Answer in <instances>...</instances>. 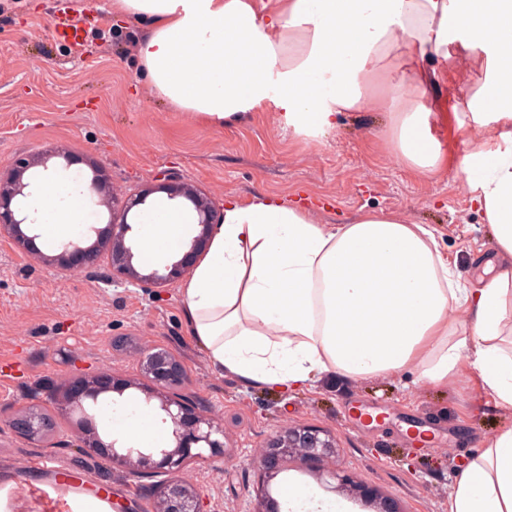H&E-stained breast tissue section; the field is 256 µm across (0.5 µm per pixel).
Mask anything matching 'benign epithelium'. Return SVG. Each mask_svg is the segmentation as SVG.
I'll return each mask as SVG.
<instances>
[{"instance_id":"1","label":"benign epithelium","mask_w":512,"mask_h":512,"mask_svg":"<svg viewBox=\"0 0 512 512\" xmlns=\"http://www.w3.org/2000/svg\"><path fill=\"white\" fill-rule=\"evenodd\" d=\"M49 160L50 156L39 155L19 161L6 173L0 172V236H8L28 250L34 237L27 235L23 226L34 227L37 221L27 208L35 179L27 180L25 174L34 167L48 170ZM91 188L112 206V210L119 211L121 217L112 220L107 235L98 237L91 245L69 241L61 245L57 255L37 253L43 263L62 273L74 268L97 267L106 250L112 265V279L138 288H167L189 272L206 247L210 229L221 223V212L215 199L189 182L173 183L163 177L119 197L110 191L104 175L97 169ZM156 193H164L170 200L179 197L188 200L196 212L199 232L180 259L143 273L134 264L135 253L129 238L132 225L127 222V215L146 204ZM143 374V383L116 378L106 372L69 376L53 389V399L57 408L74 420L80 434L81 451L105 454L112 463L129 468L137 478H162L155 512H201L197 492L180 473L191 461L224 456V426L214 418L198 413L190 397L182 393L188 375L175 354L163 349L150 353L143 363ZM132 387L143 393L145 403L157 402L161 422L171 428V443L139 448L123 437L104 441L93 410L112 400L110 394L121 396ZM8 426L24 437L51 436L56 430V420L50 414L23 408L11 415ZM335 448L334 439L318 429L289 427L264 443L253 458V466L265 479L278 471L291 455L301 461L327 458L333 456ZM205 449L209 451L207 456L203 453Z\"/></svg>"}]
</instances>
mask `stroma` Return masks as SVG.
Listing matches in <instances>:
<instances>
[{
  "instance_id": "stroma-1",
  "label": "stroma",
  "mask_w": 512,
  "mask_h": 512,
  "mask_svg": "<svg viewBox=\"0 0 512 512\" xmlns=\"http://www.w3.org/2000/svg\"><path fill=\"white\" fill-rule=\"evenodd\" d=\"M57 0H0V169L17 158L61 150L50 168L90 184L103 168L125 191L161 174L190 181L216 201L277 196L321 224H347L366 210L435 228L439 248L463 279L481 274L491 250L485 218L470 202L458 162L465 146L450 109L437 118L448 167L419 177L383 133V114L346 112L311 139L278 113H251L211 130L153 96L136 54L150 22L114 15L112 0H68L82 19L79 42L52 35ZM11 239L0 238V476L25 481L19 512H71L63 488L107 499L112 512H154L159 485L103 455L86 457L78 433L59 421L33 441L5 420L19 408L53 413L51 389L74 370L141 375L142 357L174 352L198 411L224 425L223 457L190 463L185 480L203 512H255L261 484L254 454L279 429L312 427L336 442L334 457L289 459L267 485L281 512H448L451 483L485 435L512 427V411L469 379L447 388L414 383L413 371L351 380L338 375L288 391L255 388L212 372L189 335L178 287L112 286V269L59 275ZM414 391H407V384ZM47 457L51 468H36ZM310 497L288 501V483Z\"/></svg>"
}]
</instances>
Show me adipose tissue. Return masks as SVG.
Listing matches in <instances>:
<instances>
[{
  "label": "adipose tissue",
  "instance_id": "obj_1",
  "mask_svg": "<svg viewBox=\"0 0 512 512\" xmlns=\"http://www.w3.org/2000/svg\"><path fill=\"white\" fill-rule=\"evenodd\" d=\"M112 10L150 19L136 53L173 111L220 130L268 110L309 137L340 112H385L399 158L420 176L445 162L428 90L447 82V64L477 62L482 78L450 91L448 106L460 132H481L460 170L489 225L483 277L462 280L434 231L399 215L318 224L259 194L225 197L179 294L216 375L288 390L410 369L442 386L468 377L512 409V60L497 51L512 38V0H112ZM433 56L443 69L425 68ZM31 206L48 241L89 222L70 172L41 178ZM190 223L179 206H153L140 225L143 260L184 248ZM448 512H512V428L483 438Z\"/></svg>",
  "mask_w": 512,
  "mask_h": 512
}]
</instances>
